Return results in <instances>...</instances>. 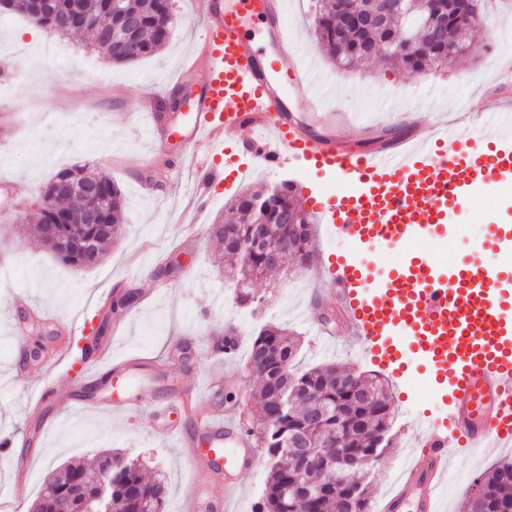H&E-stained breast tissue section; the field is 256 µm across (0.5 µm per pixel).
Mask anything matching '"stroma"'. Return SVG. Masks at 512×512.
I'll return each instance as SVG.
<instances>
[{
  "label": "stroma",
  "mask_w": 512,
  "mask_h": 512,
  "mask_svg": "<svg viewBox=\"0 0 512 512\" xmlns=\"http://www.w3.org/2000/svg\"><path fill=\"white\" fill-rule=\"evenodd\" d=\"M312 4L313 0H288V27L300 54L335 81L337 109L362 117V127L337 130V137L347 141L384 136V129L373 124L383 99L398 100L408 110L422 109L426 122L439 112L482 111L483 95L495 86L504 62L503 56L492 53L497 46L494 32L512 30V10L505 9L502 0H487L486 28L473 30L468 53L448 70L419 76L398 67L362 62L347 73L334 66L318 43ZM174 9L179 22L168 42L132 65L104 59L86 34H58L22 17L0 13V52L19 54L27 61L22 81H5L8 93L0 95V179L17 186L11 205L0 208V435H17L37 426L25 412L27 385L16 378L25 363L13 331L20 296L48 307L60 319L84 312L94 328L100 323L94 295L132 285L139 299L112 333L111 356L115 359L134 354L159 356L178 340H220L226 325L234 324L243 343L227 364L231 382L223 393L235 396L243 406L250 404L259 384L248 356L252 334L263 324L287 329L299 338V367L333 362L366 373L380 371L352 346H335L334 337L347 335L348 329L336 323L332 308L318 310L319 316L331 321L328 339L303 315L317 290L313 268L350 252V244L315 227L312 269L287 268L275 280L257 281L252 292L264 299L265 305L256 311L234 303L233 280L220 265L223 249L212 237L213 225L230 220V201L247 188L288 180L305 200L313 193H328L333 176L288 167L271 173L260 164H251L245 177L211 188L206 198L207 224L201 225L189 249H180L183 228L176 215L185 178L176 163L178 142L168 139V125H160L158 137L168 140L163 164L146 171L147 134L118 121L120 112L136 110L146 92H164L172 78L184 73L183 62L202 23L188 14L185 0H175ZM74 165L88 166L112 178L124 203L121 239L99 266L79 272L17 226L21 220L34 226L42 190L59 169ZM490 224L512 227V193L496 201L489 197L473 200L459 217L450 245L428 240L410 243L407 249L430 254L446 268L479 256ZM217 378L212 367L191 353H184L175 364L171 388L188 399V412L194 420L207 418V386ZM390 387L394 413L390 445L366 478L374 505L404 466L416 421L437 420L446 410L421 359L411 360L402 380L391 381ZM68 422L64 429L45 428L32 447L36 460L29 471L13 473L9 456L0 453V502L15 499L20 512H32L45 480L55 470L78 459L91 465L96 457L115 451L145 462L148 473L159 476L165 486V512H179L183 498L198 479L196 468L181 455L175 439L148 434L146 411L121 401L108 415L96 417L77 410ZM506 459L512 460V448L494 449L478 460L455 459L442 493L444 512H463L474 479ZM268 472L265 454H258L227 512H252Z\"/></svg>",
  "instance_id": "35a3bbf8"
}]
</instances>
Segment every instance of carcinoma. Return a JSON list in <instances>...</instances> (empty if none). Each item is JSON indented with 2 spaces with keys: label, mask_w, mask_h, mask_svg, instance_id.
I'll return each instance as SVG.
<instances>
[{
  "label": "carcinoma",
  "mask_w": 512,
  "mask_h": 512,
  "mask_svg": "<svg viewBox=\"0 0 512 512\" xmlns=\"http://www.w3.org/2000/svg\"><path fill=\"white\" fill-rule=\"evenodd\" d=\"M112 0H53L52 11L37 14L32 12L28 0H15L9 12L29 20L33 25L64 33L58 18L62 15L82 19L80 30L90 33L94 44L104 43L112 37L111 61L116 64H130L158 51L169 39L176 18L172 13L171 0H121L118 9L111 8ZM403 23L395 19L386 27L351 29L345 38H336V0H315L314 32L318 41L326 48L334 64L345 69L358 61L370 58L364 50L367 45L383 44L391 37H399ZM465 31L455 21L448 22L447 40L455 44V55L467 51L462 40ZM451 58L448 52H441L437 44L425 32L414 37L413 55L393 52L385 53L379 60L383 65L401 67L411 74L418 71L445 69ZM59 181H70L77 188L88 183L96 193L76 204L70 198L55 191ZM237 221L215 226L217 238L224 245V254L236 261L234 275L236 290L234 300L242 307L255 304L247 283L252 281L255 269L269 275L277 271L276 266L266 263L264 255L251 247L252 227L255 224L268 225V232L283 240L292 242L289 255L293 256L300 268L311 262L313 219L296 202L294 185L283 182L275 189L266 186L254 187L239 195L233 203ZM97 210L103 223L112 225V236L101 234L92 224L85 223L89 210ZM63 214L70 224V247L61 252L47 241H42L50 252L61 262L75 268L82 264L83 257L78 246L82 236H93L99 242V250L105 251L109 242H117L123 233L121 190L111 179L98 175L86 166L75 165L59 170L50 179L40 197L39 219L35 233L43 237L42 225L54 222L55 216ZM271 353L282 361L280 377L274 371L261 374L259 389L253 396L251 420L248 431L256 436L258 447L271 460V470L261 499L254 512H343L345 496L350 492L351 477L348 470L333 471L322 487L318 498L282 496L284 488L297 487L304 481L299 465L286 453L282 442L288 438V426L304 427L312 459L320 463L326 458L336 459L345 448H355L364 456L381 454L385 448L373 446V437L392 424L389 385L376 376L371 379L336 364L316 366L299 370L295 364L297 343L281 328L265 326L260 329L252 342L250 366L258 370L261 358ZM291 380L308 387L317 398L330 404V413L320 420H308L305 401L299 399L288 411L281 409L279 383ZM368 386L373 391L370 401L356 406L345 407V417L336 416V397L346 394L345 388ZM112 459L120 474L115 478L116 487L112 494V512H135V498L141 496L150 500L155 512H164L165 488L160 482L150 481L142 473L138 460L120 452H111L102 459ZM80 479L88 485L94 484L89 468L84 463H72L49 477V483L57 482L62 475ZM475 481L483 486V494L470 493L466 499L467 512H497V506L507 503L512 506V461H502L483 472Z\"/></svg>",
  "instance_id": "carcinoma-1"
}]
</instances>
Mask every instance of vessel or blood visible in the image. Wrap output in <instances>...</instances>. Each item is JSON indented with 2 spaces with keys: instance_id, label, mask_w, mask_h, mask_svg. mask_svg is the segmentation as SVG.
Instances as JSON below:
<instances>
[{
  "instance_id": "vessel-or-blood-1",
  "label": "vessel or blood",
  "mask_w": 512,
  "mask_h": 512,
  "mask_svg": "<svg viewBox=\"0 0 512 512\" xmlns=\"http://www.w3.org/2000/svg\"><path fill=\"white\" fill-rule=\"evenodd\" d=\"M197 5L204 27L188 60L197 76L188 119L177 130L194 168L186 229L198 226L205 196L226 169L241 175L255 160L272 171L288 164L332 173L334 193L309 200L318 223L336 239L392 249L426 238L449 241L448 221L458 209L512 186L511 128L486 121L472 133L467 115L373 145L336 139L330 129L354 119L327 106L333 85L312 63L297 61L285 0ZM249 20L263 24L268 54L245 33ZM318 276L336 293L362 355L393 374L419 356L434 378L448 380L447 423L418 424L419 447L380 503V512H442L440 492L454 457L512 447V279L492 259L444 270L411 253L382 283L357 254L337 256ZM110 348V339L90 340L81 364L98 397L81 399L61 391L60 378H39L30 417L78 407L104 414L118 400L147 409L153 435L176 437L184 456L224 483L223 493L195 503L196 512H224L255 456L233 411L216 395L213 419L176 422L177 397L157 392L171 376L168 364L140 356L112 361Z\"/></svg>"
}]
</instances>
